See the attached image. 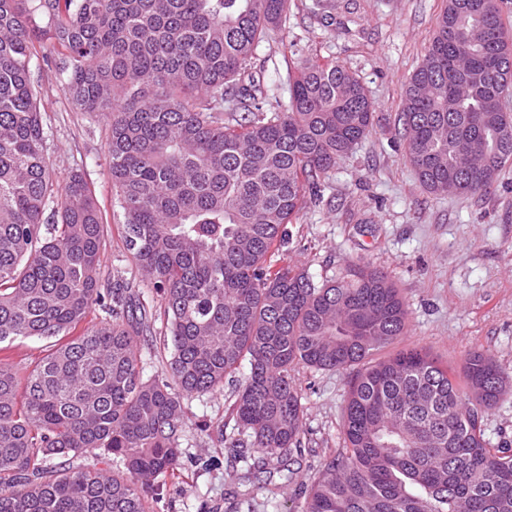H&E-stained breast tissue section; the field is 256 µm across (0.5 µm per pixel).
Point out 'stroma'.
Masks as SVG:
<instances>
[{
  "mask_svg": "<svg viewBox=\"0 0 512 512\" xmlns=\"http://www.w3.org/2000/svg\"><path fill=\"white\" fill-rule=\"evenodd\" d=\"M445 0H290L288 26L261 42L251 72L264 87L265 107L287 109L288 72L305 59L334 60L355 72L375 106L374 129L322 179V198L305 202L289 239L267 256L273 266L336 278L354 264L386 271L409 310L401 347L427 351L455 373L467 354L490 353L512 378V162L484 195L430 194L405 154L398 117L405 86L420 65ZM44 44L30 67L38 82L55 183L82 173L103 212L105 285L125 288L148 310L140 343L146 375L166 367L164 301L136 268L113 216L115 189L107 157L108 119L77 109L65 79L46 62ZM304 433L288 472L251 469L236 459V385L185 401L181 446L190 462L177 487L152 512H298V484L343 446L348 393L344 372L300 368ZM495 448L512 449V391L483 421Z\"/></svg>",
  "mask_w": 512,
  "mask_h": 512,
  "instance_id": "stroma-1",
  "label": "stroma"
}]
</instances>
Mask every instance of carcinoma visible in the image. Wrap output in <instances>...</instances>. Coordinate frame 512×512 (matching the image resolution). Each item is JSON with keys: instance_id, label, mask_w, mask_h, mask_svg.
<instances>
[{"instance_id": "cac0c4a2", "label": "carcinoma", "mask_w": 512, "mask_h": 512, "mask_svg": "<svg viewBox=\"0 0 512 512\" xmlns=\"http://www.w3.org/2000/svg\"><path fill=\"white\" fill-rule=\"evenodd\" d=\"M287 20L288 0H0V512H150L185 469V397L244 362L234 412L259 469L300 444L297 369L350 375L343 450L301 484V512H512V454L482 427L512 389L493 356L469 352L461 383L422 349L376 359L409 322L386 272L266 265L375 121L334 61L301 62L288 108L263 109L253 52ZM46 40L74 106L109 115L119 223L165 303L162 375L139 365L147 311L104 287L87 181L55 193L30 69ZM511 87L499 0H446L398 119L429 193H485L512 161ZM32 337L19 368L6 350Z\"/></svg>"}]
</instances>
